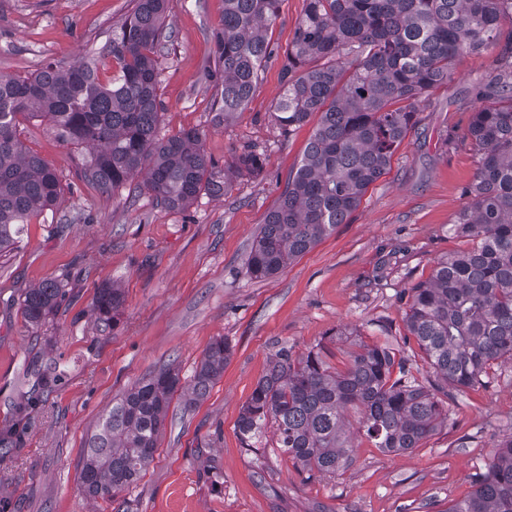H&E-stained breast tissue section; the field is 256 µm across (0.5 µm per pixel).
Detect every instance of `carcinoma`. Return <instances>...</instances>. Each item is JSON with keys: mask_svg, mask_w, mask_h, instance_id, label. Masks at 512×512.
Segmentation results:
<instances>
[{"mask_svg": "<svg viewBox=\"0 0 512 512\" xmlns=\"http://www.w3.org/2000/svg\"><path fill=\"white\" fill-rule=\"evenodd\" d=\"M283 0H224L214 35L221 81L215 121L251 100L273 54L268 27ZM168 0H135L112 37L85 60L49 62L26 76L0 74V253L14 247L32 216L61 195L55 168L27 151L18 116L48 125L76 149L79 177L104 192L147 190L164 207L184 210L201 193L222 195L235 174L260 172L264 154L250 147L219 167L196 128L160 135L156 54L171 39ZM512 0H306L281 70L273 106L285 132L318 115L299 168L260 226L246 261L254 279L271 277L346 224L369 187L418 124V101L448 83L464 55L490 54L491 79L467 131L476 157L466 205L455 231L476 241L439 259L430 278L411 288L409 333L453 398L481 383L495 365L512 362ZM110 76L101 81L99 72ZM66 291L49 279L20 300L25 319L40 324ZM124 303L122 289L97 288L92 314L106 326ZM231 349L214 340L197 366L185 404L204 399L224 373ZM179 374L161 368L112 403L84 446L79 480L93 499L113 498L141 478ZM359 414L358 432L374 447L402 453L421 447L443 422L442 401L384 346L359 345L343 372L320 353L295 356L280 347L242 407L237 430L258 440L268 425L277 448L303 471L334 475L353 463L343 412ZM444 512H512V433L503 436L474 490Z\"/></svg>", "mask_w": 512, "mask_h": 512, "instance_id": "carcinoma-1", "label": "carcinoma"}]
</instances>
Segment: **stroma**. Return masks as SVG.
<instances>
[{"label":"stroma","mask_w":512,"mask_h":512,"mask_svg":"<svg viewBox=\"0 0 512 512\" xmlns=\"http://www.w3.org/2000/svg\"><path fill=\"white\" fill-rule=\"evenodd\" d=\"M132 7L133 0H0V74L74 62L102 45ZM304 8L305 0H284L268 33L276 58L249 104L219 125L213 34L224 0H172V38L158 55L162 133L203 131L207 155L221 165L246 145L267 157L260 173L233 177L224 196L204 194L172 211L146 192L132 201L124 188L101 192L79 179L75 151L45 124L20 122L21 141L57 169L62 193L0 257V429L20 426L16 447L0 452V512H115L120 504L126 512H445L473 490L512 430L508 363L455 393L447 421L413 452L384 453L351 435L354 462L336 476L299 472L274 432L251 448L238 434L241 408L283 345L297 355L320 352L334 371L346 369L358 343L386 346L426 382L431 370L406 327L410 290L438 258L470 246L453 221L475 172L465 137L490 72L486 54L457 60L453 79L422 98L418 125L351 223L274 276H248L253 239L314 129L285 133L272 112L282 56ZM57 278L65 299L45 322L28 323L23 294ZM112 282L125 302L104 327L90 308L97 288ZM220 337L232 348L222 377L191 409L173 399L138 483L112 500L88 498L80 459L113 400L164 366L189 383ZM52 361L64 373L20 414L35 381L31 368Z\"/></svg>","instance_id":"obj_1"}]
</instances>
